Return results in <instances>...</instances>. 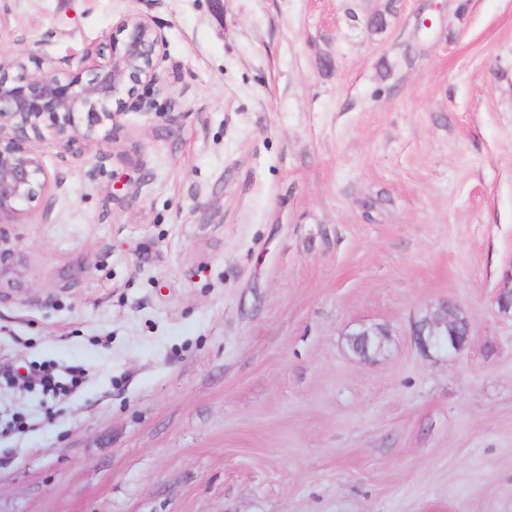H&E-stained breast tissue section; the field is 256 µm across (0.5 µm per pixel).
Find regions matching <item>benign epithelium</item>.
Listing matches in <instances>:
<instances>
[{"mask_svg": "<svg viewBox=\"0 0 512 512\" xmlns=\"http://www.w3.org/2000/svg\"><path fill=\"white\" fill-rule=\"evenodd\" d=\"M163 36L144 17L122 18L112 35L110 53L86 51L79 69L86 79L57 69L48 57L25 53L0 57V223L15 221L34 211L48 221L60 183L47 171L42 156L30 143L50 133L60 146V158L78 155L97 140L98 130L116 121L131 107L148 114L153 96L164 92L161 65ZM87 114L82 128L78 115ZM471 324L450 299L428 310L414 323L412 336L425 354L451 356L462 351ZM351 350L366 359L381 352L390 331L380 325L360 324L347 333Z\"/></svg>", "mask_w": 512, "mask_h": 512, "instance_id": "benign-epithelium-1", "label": "benign epithelium"}]
</instances>
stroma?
<instances>
[{"label":"stroma","mask_w":512,"mask_h":512,"mask_svg":"<svg viewBox=\"0 0 512 512\" xmlns=\"http://www.w3.org/2000/svg\"><path fill=\"white\" fill-rule=\"evenodd\" d=\"M383 3L0 0L71 73L151 19L166 85L0 224V355L88 374L0 436V512H512V0ZM414 323L412 336L425 354L451 356L462 351L469 339L471 324L453 300H443ZM346 336H349V346L354 354L366 359L383 350L386 341H390L391 333L380 325L359 324Z\"/></svg>","instance_id":"obj_1"}]
</instances>
